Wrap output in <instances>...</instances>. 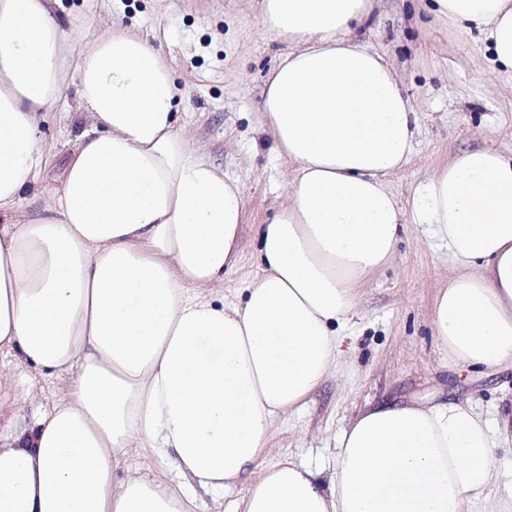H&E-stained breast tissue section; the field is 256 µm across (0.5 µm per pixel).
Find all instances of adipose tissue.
Listing matches in <instances>:
<instances>
[{
    "instance_id": "1",
    "label": "adipose tissue",
    "mask_w": 512,
    "mask_h": 512,
    "mask_svg": "<svg viewBox=\"0 0 512 512\" xmlns=\"http://www.w3.org/2000/svg\"><path fill=\"white\" fill-rule=\"evenodd\" d=\"M372 0H260L292 49L261 110L298 164L291 201L260 233L264 275L231 306L203 296L238 257L244 199L193 150L160 51L120 25L73 48L52 0H0V347L58 373L72 396L0 445V512H469L499 486L498 438L464 403L385 405L343 432L324 483L261 461L272 419L301 408L339 353L335 326L390 261L405 215L383 183L410 155L415 117L394 68L349 33ZM486 30L512 72V0H431ZM75 77L94 127L44 215L11 217L50 150L41 119ZM424 213L464 270L432 325L453 358L512 360V156L466 151L429 183ZM159 474L113 477L129 448Z\"/></svg>"
}]
</instances>
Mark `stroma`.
Returning a JSON list of instances; mask_svg holds the SVG:
<instances>
[{
    "mask_svg": "<svg viewBox=\"0 0 512 512\" xmlns=\"http://www.w3.org/2000/svg\"><path fill=\"white\" fill-rule=\"evenodd\" d=\"M54 11L73 46L117 23L147 36L170 63L180 89L179 130L244 195L238 259L209 289L225 303L241 302L246 286L264 273L260 229L287 202L297 174L260 112L266 79L288 43L265 30L258 0H56ZM350 38L395 68L418 130L411 156L386 178L406 216L395 257L363 280L355 313L337 325L342 353L322 387L303 409L279 414L269 435L264 463L286 456L325 481L339 435L365 408L462 401L495 428L512 414V361L493 370L457 362L433 332L438 291L461 267L413 208L435 174L465 151L493 146L512 156V72L494 63L482 32L435 18L427 0H372L370 16ZM91 127L76 80L68 78L42 121L50 160L24 194L22 217L49 206ZM75 381V373L35 370L1 348L0 431L8 432L16 416L50 411Z\"/></svg>",
    "mask_w": 512,
    "mask_h": 512,
    "instance_id": "obj_1",
    "label": "stroma"
}]
</instances>
